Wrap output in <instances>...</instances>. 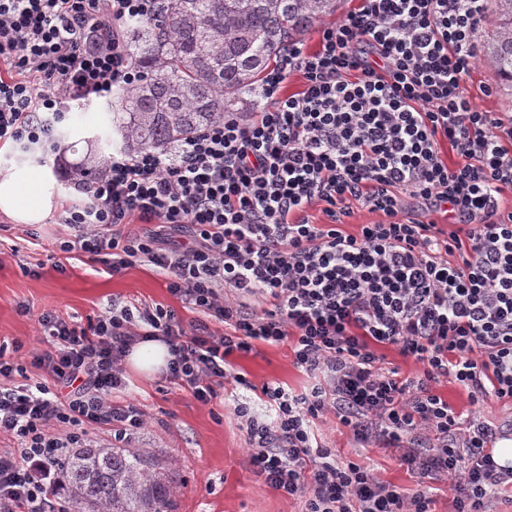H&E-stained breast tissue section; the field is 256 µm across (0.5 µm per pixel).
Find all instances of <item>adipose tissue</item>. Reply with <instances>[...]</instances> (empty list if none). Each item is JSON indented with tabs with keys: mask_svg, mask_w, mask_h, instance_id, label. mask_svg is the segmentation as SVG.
Here are the masks:
<instances>
[{
	"mask_svg": "<svg viewBox=\"0 0 512 512\" xmlns=\"http://www.w3.org/2000/svg\"><path fill=\"white\" fill-rule=\"evenodd\" d=\"M56 206L54 177L45 168L0 172V213L20 224H39Z\"/></svg>",
	"mask_w": 512,
	"mask_h": 512,
	"instance_id": "obj_1",
	"label": "adipose tissue"
}]
</instances>
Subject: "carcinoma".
<instances>
[{"mask_svg":"<svg viewBox=\"0 0 512 512\" xmlns=\"http://www.w3.org/2000/svg\"><path fill=\"white\" fill-rule=\"evenodd\" d=\"M494 34L483 61L512 88V0H489ZM337 0H163L160 14L124 22L134 63L148 74L114 92L112 131L132 156L194 137L226 113L254 102L258 85L283 48L336 11ZM98 165L75 172L86 183ZM177 480L138 448L93 445L62 459L51 492L73 512H176Z\"/></svg>","mask_w":512,"mask_h":512,"instance_id":"obj_1","label":"carcinoma"}]
</instances>
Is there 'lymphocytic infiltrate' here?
Instances as JSON below:
<instances>
[{
    "mask_svg": "<svg viewBox=\"0 0 512 512\" xmlns=\"http://www.w3.org/2000/svg\"><path fill=\"white\" fill-rule=\"evenodd\" d=\"M160 9L0 0V157L56 154L71 100L139 84L120 25ZM485 17V0H362L316 50H284L263 80L266 107L249 119L228 113L169 149L117 153L93 186L75 182L57 251L112 276L148 263L199 319L187 328L168 307L116 305L79 329L46 313L48 347L30 364L0 348V434L18 443L0 450V512H60L49 487L68 451L97 429L122 442L143 426L142 410L115 395L145 341L167 345L166 379L198 401L229 377L255 389L271 420L234 407L251 464L304 512H433L426 489L404 493L337 459L313 427L330 410L358 442L402 448L408 470L447 481L452 512H492L512 488V460L497 462L495 445L512 435L465 420L435 390L447 381L475 405L512 399V211L499 203L512 189V116L478 110L464 87ZM294 74L300 90L283 95ZM443 142L461 165L440 158ZM354 200L381 221L346 232ZM317 202L321 224L307 214ZM438 211L447 223L429 221ZM135 222L143 234L128 233ZM255 296L269 308L251 310ZM285 341L313 379L304 391L231 374L234 356ZM386 347L422 375L400 378Z\"/></svg>",
    "mask_w": 512,
    "mask_h": 512,
    "instance_id": "1",
    "label": "lymphocytic infiltrate"
}]
</instances>
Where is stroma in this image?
Returning a JSON list of instances; mask_svg holds the SVG:
<instances>
[{"label":"stroma","mask_w":512,"mask_h":512,"mask_svg":"<svg viewBox=\"0 0 512 512\" xmlns=\"http://www.w3.org/2000/svg\"><path fill=\"white\" fill-rule=\"evenodd\" d=\"M466 91L480 111L512 110V97L499 88L482 60H475ZM95 135L90 126L73 129L68 138L60 139L58 157L43 163L31 159V166L42 163L51 170L58 200L75 197L67 170L85 155L87 142ZM68 233L67 226L50 218L40 224H18L0 213V342L20 345L23 361L43 350L38 318L48 311L85 328L113 304L131 301L168 306L179 310L184 322L195 320V313L183 309L152 266L138 262L112 276L80 257L57 268L60 258L55 243ZM233 364L235 372L257 385L277 383L298 391L308 383L285 343L258 345L249 354L235 357ZM126 375L131 381L130 398L144 413V424L130 443L173 468L180 482L177 512H301L299 499L280 494L255 475L246 430L234 406L223 397L203 403L162 380L160 374L130 368ZM437 389L466 416L486 417L501 426L512 424L510 401L493 398L474 406L456 385L443 382ZM316 427L337 457L364 463L384 483L406 492L415 490V479L400 460V449L362 445L330 411L317 419Z\"/></svg>","instance_id":"1"}]
</instances>
